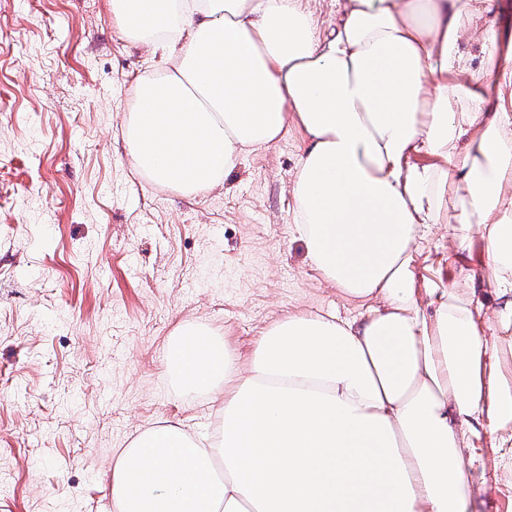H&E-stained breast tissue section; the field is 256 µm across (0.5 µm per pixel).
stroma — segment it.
<instances>
[{"label": "stroma", "mask_w": 512, "mask_h": 512, "mask_svg": "<svg viewBox=\"0 0 512 512\" xmlns=\"http://www.w3.org/2000/svg\"><path fill=\"white\" fill-rule=\"evenodd\" d=\"M152 63L110 0H0V512H95L143 430L212 432L223 394L165 382L181 323L245 357L288 314H361L315 276L294 231L299 135L191 198L134 171L121 128ZM418 278L454 283L447 239L425 243ZM472 478L476 512L512 503L511 477Z\"/></svg>", "instance_id": "1"}]
</instances>
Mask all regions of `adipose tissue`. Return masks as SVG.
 Segmentation results:
<instances>
[{"label": "adipose tissue", "mask_w": 512, "mask_h": 512, "mask_svg": "<svg viewBox=\"0 0 512 512\" xmlns=\"http://www.w3.org/2000/svg\"><path fill=\"white\" fill-rule=\"evenodd\" d=\"M331 2L324 30L304 0H111L160 57L122 128L135 171L196 195L298 130L295 231L364 309L277 320L244 370L210 327H178L167 379L223 391L224 415L209 440L178 420L131 440L117 512H471L479 424L512 447V113L492 102L512 53L494 0ZM439 229L460 253L484 242L493 318L454 286L423 312L415 254Z\"/></svg>", "instance_id": "1"}]
</instances>
